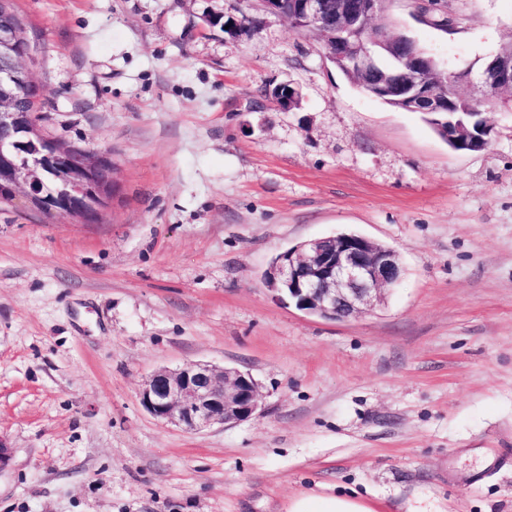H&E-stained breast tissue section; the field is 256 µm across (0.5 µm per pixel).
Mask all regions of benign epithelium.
Wrapping results in <instances>:
<instances>
[{"label": "benign epithelium", "mask_w": 512, "mask_h": 512, "mask_svg": "<svg viewBox=\"0 0 512 512\" xmlns=\"http://www.w3.org/2000/svg\"><path fill=\"white\" fill-rule=\"evenodd\" d=\"M257 9L286 20L295 19L301 28L321 40L324 57L335 66L365 79L377 94H386L407 111L433 116L452 112L457 101L470 103L503 96L512 107V55H494L478 71L468 69L452 75L432 71L430 60L414 49L405 36L375 34L383 0H256ZM227 26L224 34L237 37L253 32L246 14L214 12L205 17L207 25L216 18ZM385 50L398 68L397 77L380 75L378 49ZM29 41L21 39L13 23L0 22V73L21 84L20 93H38L39 86L25 64ZM455 86L448 91V77ZM274 110L291 112L301 106L302 94L292 83H282L266 93ZM448 141L468 152L485 149L492 127L481 120L437 122ZM58 177L57 195L43 200L44 185ZM112 161L105 153L90 156L66 149L41 134L34 112L17 96L0 94V196L20 199L41 211L77 215L87 222L98 218L99 207L112 191ZM401 274L396 250L356 234H340L303 242L281 256L269 269V290L278 301L288 297L307 313H319L328 321L355 319L383 306L385 290ZM140 400L154 418L200 431L215 424L241 422L255 416L262 393L248 372L220 367L203 361H187L175 369L160 368L143 383Z\"/></svg>", "instance_id": "7a95c632"}]
</instances>
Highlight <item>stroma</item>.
<instances>
[{
  "instance_id": "obj_1",
  "label": "stroma",
  "mask_w": 512,
  "mask_h": 512,
  "mask_svg": "<svg viewBox=\"0 0 512 512\" xmlns=\"http://www.w3.org/2000/svg\"><path fill=\"white\" fill-rule=\"evenodd\" d=\"M387 14L451 71L512 39V0H448L458 30ZM50 138L108 153L95 222L0 203V512H287L356 490L387 512H512V111L452 150L321 44L245 0H14ZM245 11L236 38L203 17ZM302 92L278 112L265 88ZM345 232L395 249L384 306L331 322L275 300L272 257ZM249 372L262 403L200 432L145 378Z\"/></svg>"
}]
</instances>
